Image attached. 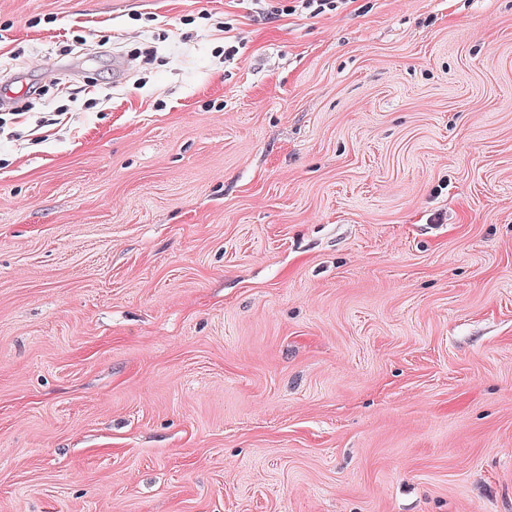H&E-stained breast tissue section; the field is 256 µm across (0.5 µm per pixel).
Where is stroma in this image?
<instances>
[{"instance_id": "stroma-1", "label": "stroma", "mask_w": 512, "mask_h": 512, "mask_svg": "<svg viewBox=\"0 0 512 512\" xmlns=\"http://www.w3.org/2000/svg\"><path fill=\"white\" fill-rule=\"evenodd\" d=\"M277 5L0 0V512H512V0ZM290 1L297 4L283 5L281 9L282 13L288 12L286 14L289 15L296 12L297 9H301V11H307L313 17L325 13H332L348 4V2H352V0H289V2Z\"/></svg>"}]
</instances>
